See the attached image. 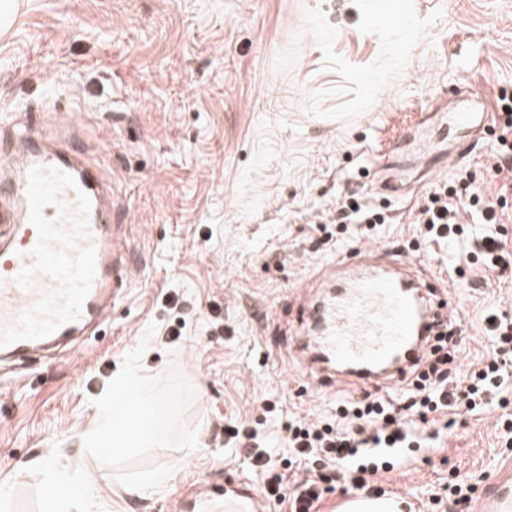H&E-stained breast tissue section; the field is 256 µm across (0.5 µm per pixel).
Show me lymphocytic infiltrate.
<instances>
[{
    "instance_id": "obj_1",
    "label": "lymphocytic infiltrate",
    "mask_w": 512,
    "mask_h": 512,
    "mask_svg": "<svg viewBox=\"0 0 512 512\" xmlns=\"http://www.w3.org/2000/svg\"><path fill=\"white\" fill-rule=\"evenodd\" d=\"M497 107L501 150L494 171L501 181L498 192L472 187L465 198L453 203L447 184L439 183L418 218L426 241L462 245L452 261L459 277L466 266L476 263L500 278L512 268V244L501 233L478 236L462 220L469 213L484 224L500 223L503 199L512 193V93L501 92ZM335 222L353 231L355 238L366 239L378 232L385 219L371 205L345 200L336 205ZM486 323L490 353L473 369L464 372L455 365L459 346L456 327L450 324L434 335L422 370L398 396L342 400L332 417H289L281 425L279 443L287 450L288 464L296 467V477L280 470L272 451L257 443L255 429L228 425L224 433L248 458L264 498L287 506L289 512H317L335 479L367 496L384 495L377 475L394 470L408 451L450 428L451 418L512 405V314L492 312ZM314 463L319 466L315 472L310 469Z\"/></svg>"
}]
</instances>
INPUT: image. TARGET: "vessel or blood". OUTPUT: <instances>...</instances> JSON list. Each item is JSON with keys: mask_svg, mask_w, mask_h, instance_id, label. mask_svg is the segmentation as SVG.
<instances>
[{"mask_svg": "<svg viewBox=\"0 0 512 512\" xmlns=\"http://www.w3.org/2000/svg\"><path fill=\"white\" fill-rule=\"evenodd\" d=\"M493 118L468 93L440 114L442 126L459 132L456 160L480 151ZM119 230L112 186L94 158L49 143L24 116L0 122V361L71 344L104 321L131 281ZM418 266L362 247L320 276L296 338L312 378L392 386L424 363L448 305ZM260 504L257 484L233 481L196 497L191 512H259ZM478 509L512 512V477L487 484Z\"/></svg>", "mask_w": 512, "mask_h": 512, "instance_id": "b4317fda", "label": "vessel or blood"}]
</instances>
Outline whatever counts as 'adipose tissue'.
<instances>
[{
    "label": "adipose tissue",
    "instance_id": "ef3b65f1",
    "mask_svg": "<svg viewBox=\"0 0 512 512\" xmlns=\"http://www.w3.org/2000/svg\"><path fill=\"white\" fill-rule=\"evenodd\" d=\"M138 405L144 410L143 422L130 429L114 410L111 397H104L98 405L97 426L86 437L87 444L93 448L109 444L116 450L153 444L158 438L154 420L159 406L144 394L139 395ZM45 478L51 489L47 512H56L58 505L61 504L66 506L67 512H97L96 478L88 477L79 482L63 467L47 468Z\"/></svg>",
    "mask_w": 512,
    "mask_h": 512
}]
</instances>
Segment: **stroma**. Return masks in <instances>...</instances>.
Masks as SVG:
<instances>
[{
  "instance_id": "1",
  "label": "stroma",
  "mask_w": 512,
  "mask_h": 512,
  "mask_svg": "<svg viewBox=\"0 0 512 512\" xmlns=\"http://www.w3.org/2000/svg\"><path fill=\"white\" fill-rule=\"evenodd\" d=\"M0 31V113L89 106L76 145L118 192L132 286L106 322L27 365L0 363V512H44L40 462L107 478L98 512H175L179 494L254 479L227 444L233 422L275 437L288 417H328L345 387L306 376L294 351L307 290L356 246L336 203L356 193L387 222L375 246L447 277L456 248L416 222L432 185L461 168L496 193L486 132L465 166L416 154L445 94L488 106L512 91V0H15ZM461 369L489 353L484 316L512 311V281L480 268L452 285ZM185 322L173 339L171 326ZM162 406L159 438L120 452L82 444L119 369ZM493 408L384 474L408 512L445 498L449 470L481 484L512 468ZM169 481L133 494L144 473ZM438 512H448L441 506Z\"/></svg>"
}]
</instances>
